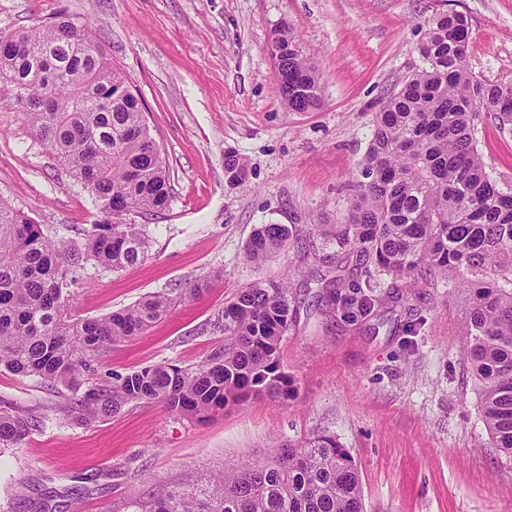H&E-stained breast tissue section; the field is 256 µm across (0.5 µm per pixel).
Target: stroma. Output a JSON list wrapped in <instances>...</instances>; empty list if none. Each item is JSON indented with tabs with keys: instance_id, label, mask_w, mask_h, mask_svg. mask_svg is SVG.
<instances>
[{
	"instance_id": "stroma-1",
	"label": "stroma",
	"mask_w": 512,
	"mask_h": 512,
	"mask_svg": "<svg viewBox=\"0 0 512 512\" xmlns=\"http://www.w3.org/2000/svg\"><path fill=\"white\" fill-rule=\"evenodd\" d=\"M444 10L471 23V72L512 82V0H0L5 34L60 12L87 24L140 99L168 169V208L121 218L142 229L144 258L118 270L87 264L73 287L81 318L151 293L176 300L166 318L112 346L99 379L202 364L224 347L225 302L270 280L291 288L296 320L281 360L297 382L293 398L251 399L203 423L150 402L81 425L56 411L41 379L1 368L0 408L26 411L38 426L0 449V512H127L128 502L202 489L210 474L317 432L350 452L365 512H512V459L493 445L460 351L467 287L377 274L381 303L352 322L318 301L337 247L309 228L344 222L375 110L420 68L428 22ZM284 23L318 76L320 104L306 112L288 111L276 89L269 43ZM474 124L488 173L512 191V124L484 113ZM228 150L247 165L234 185ZM0 198L58 243L82 241L100 218L5 94ZM260 224L304 232L257 266L244 248Z\"/></svg>"
}]
</instances>
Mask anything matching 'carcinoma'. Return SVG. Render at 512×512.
I'll use <instances>...</instances> for the list:
<instances>
[{"instance_id": "carcinoma-1", "label": "carcinoma", "mask_w": 512, "mask_h": 512, "mask_svg": "<svg viewBox=\"0 0 512 512\" xmlns=\"http://www.w3.org/2000/svg\"><path fill=\"white\" fill-rule=\"evenodd\" d=\"M65 15L47 26L0 36V88L25 109L35 137L102 215L80 244L61 246L42 225L0 199V367L63 386L61 407L81 424L109 419L131 403L159 401L178 415L207 419L232 403L286 400L295 380L280 361L294 306L282 283L256 282L224 305V348L189 371L164 363L81 390L113 344L165 317L172 300L148 295L101 318L70 311L74 274L93 260L113 269L144 256L146 239L116 218L152 212L171 201V185L141 103L102 47L75 39ZM470 22L460 12L433 17L419 47L423 66L383 100L353 202L342 224L314 231L356 255L355 273L338 275L323 296L348 314L375 305L365 293L372 271L431 282L462 279L471 303L462 322L463 351L479 383L480 407L495 447L512 457V192L486 171L474 119L487 112L512 122V83H489L466 64ZM272 43L283 49L278 91L288 109L318 101L316 71L284 25ZM231 184L246 178L244 161L224 154ZM299 240L296 225L261 224L245 245L261 265ZM347 288L348 293L341 292ZM35 423L0 409V448L21 441ZM149 512H364L358 469L336 437L319 433L284 443L265 461L245 462L208 478L198 493L169 490Z\"/></svg>"}]
</instances>
